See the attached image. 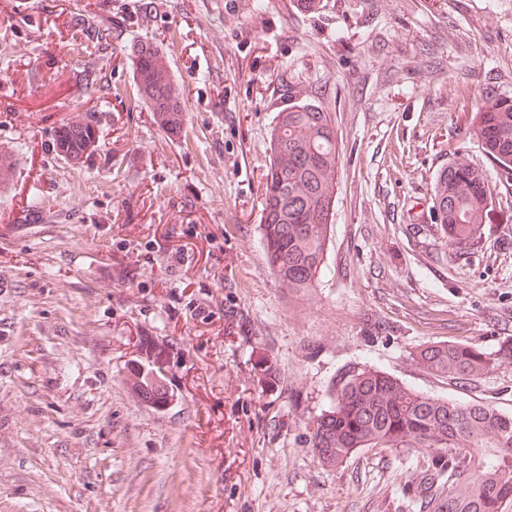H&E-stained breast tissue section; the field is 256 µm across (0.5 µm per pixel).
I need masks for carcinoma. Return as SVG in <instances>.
<instances>
[{
	"label": "carcinoma",
	"mask_w": 512,
	"mask_h": 512,
	"mask_svg": "<svg viewBox=\"0 0 512 512\" xmlns=\"http://www.w3.org/2000/svg\"><path fill=\"white\" fill-rule=\"evenodd\" d=\"M140 97L174 132L183 100L158 65V51L145 47L133 60ZM474 133L504 180L512 178V97L486 95L477 103ZM59 136L83 150L100 139L92 124L62 127ZM268 153V173L259 230L268 265L282 288L315 287L323 269L333 195L337 138L329 113L316 104L293 105L277 116ZM483 171L464 159L437 177L434 204L440 230L452 247L473 245L492 210ZM412 359L454 385L471 383L493 367L481 349L461 342H433ZM129 386L136 397L159 396L150 373L135 370ZM315 456L337 467L363 448H441L429 485L417 492L419 512H499L512 499V415L490 405H472L425 395L387 372L362 364L340 376L330 405L310 432Z\"/></svg>",
	"instance_id": "cac0c4a2"
}]
</instances>
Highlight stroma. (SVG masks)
<instances>
[{"label": "stroma", "mask_w": 512, "mask_h": 512, "mask_svg": "<svg viewBox=\"0 0 512 512\" xmlns=\"http://www.w3.org/2000/svg\"><path fill=\"white\" fill-rule=\"evenodd\" d=\"M0 0V512H416L440 452L365 448L322 466L310 428L351 367L512 414V185L470 134L512 96V0ZM157 47L178 131L137 96ZM314 101L338 138L315 288L278 286L258 224L278 112ZM64 123L100 140L59 154ZM461 156L493 197L450 247L434 187ZM455 341L495 360L449 384L411 358ZM276 382L263 388L256 364ZM159 366L172 396L132 397ZM128 380L130 389L137 398L143 400L141 395L145 396V398H151L152 396L157 395L160 397L154 403L161 404L166 401L163 397L165 393H159L158 388H156L151 382L149 372L135 370L131 373V376Z\"/></svg>", "instance_id": "35a3bbf8"}]
</instances>
